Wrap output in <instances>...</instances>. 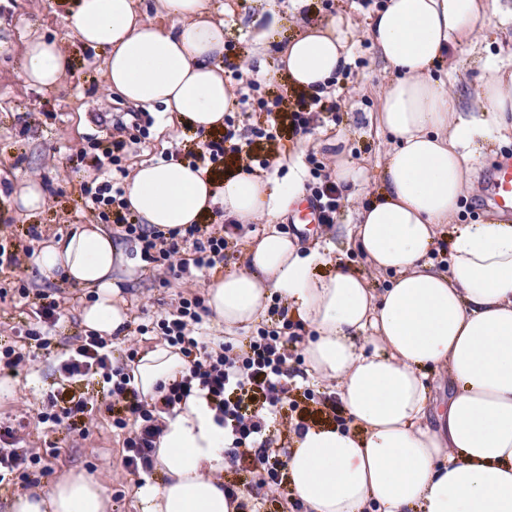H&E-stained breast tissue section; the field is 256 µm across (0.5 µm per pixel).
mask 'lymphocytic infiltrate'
Instances as JSON below:
<instances>
[{
    "mask_svg": "<svg viewBox=\"0 0 512 512\" xmlns=\"http://www.w3.org/2000/svg\"><path fill=\"white\" fill-rule=\"evenodd\" d=\"M256 105L266 112L264 123L251 126L242 140L231 128L210 134L193 153L194 163L214 172L223 171L230 163L248 172L270 169L279 155L284 130L296 135L310 133L324 114L337 109L336 102L304 94L292 110L271 109L261 97ZM313 176L311 195L319 208V220L324 225L334 224L344 187L332 180L324 165H314ZM81 191L85 207L101 221L115 224L121 239L138 243L143 260L160 278L180 279L189 268L203 270L224 261L230 225L190 224L164 231L141 223L122 190L111 182L85 183ZM208 312L204 298L193 291L180 299L174 311L156 320V332L186 357L187 368L181 376L160 386L152 400L138 394L127 371L128 363L137 358V350L127 347L123 359H116L111 343L94 333L77 337L63 353L59 372L69 383L102 378L103 389L111 399L113 424L128 432L124 466L133 474L153 468L156 443L163 430L162 415L173 412L195 391L205 392L215 420L228 439L229 464L246 462L261 474L252 503L239 502V512H266L268 504L286 496L280 460L282 432L305 428L303 421L291 415L298 407L291 399L297 372L288 366L304 325L290 319L283 307L275 326L257 328L237 342L211 341L201 332ZM40 461L39 454L21 448L18 428L0 427V483L13 475L27 479L29 468Z\"/></svg>",
    "mask_w": 512,
    "mask_h": 512,
    "instance_id": "1",
    "label": "lymphocytic infiltrate"
}]
</instances>
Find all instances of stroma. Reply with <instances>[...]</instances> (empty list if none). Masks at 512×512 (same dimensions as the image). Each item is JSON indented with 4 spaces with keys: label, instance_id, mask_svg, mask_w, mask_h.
Masks as SVG:
<instances>
[{
    "label": "stroma",
    "instance_id": "35a3bbf8",
    "mask_svg": "<svg viewBox=\"0 0 512 512\" xmlns=\"http://www.w3.org/2000/svg\"><path fill=\"white\" fill-rule=\"evenodd\" d=\"M72 0H0V246L6 251L30 249L19 269L0 270V346H23L27 329L38 327L34 295L54 294L60 301L61 318L49 330L51 347L31 352V367L16 375L0 376L5 390L0 391V425L25 422L24 442L32 452L42 454L40 465L31 468L32 484L14 482L0 487V512H9L20 496L48 490L59 479L81 474L95 481L110 500L109 512H141L137 498L138 479L123 467L124 432L113 424L108 409L110 399L97 381L63 384L56 356L85 335L81 313L90 301L91 291L64 278H43L33 255L44 241L66 236L74 228L96 223L81 198L82 182L104 173L114 185L122 187L141 163L165 159L167 154L196 150L204 134H193L179 122H167L163 105L150 106L154 119L150 136L144 142L128 145L120 166L106 163L110 141L100 132L92 117L112 115L127 103L105 85L102 72L104 52L81 45L69 26ZM386 0H306V13L295 12L292 0H207L211 18L224 24V40L229 47L230 66L226 81L238 94L249 93L250 79L261 81L260 95H278L285 107H295L299 98L286 81L275 79L279 53L294 36L309 25L336 22L346 39L349 62L327 89L339 106L338 120L307 135L284 133L286 152L298 154L301 162H323L335 172L339 160H347L363 172L357 186H346V203L336 221L352 224L358 213L378 200L383 189V170L389 137L376 122L381 98L393 79V72L371 42L368 31L372 17ZM44 37L57 41L72 58L71 71L53 89L30 85L22 76L20 61L26 41ZM497 56L512 61V26L498 16L486 14L474 30L471 43L457 46L451 62H440L438 71L448 75V93L460 108H467L481 84V58ZM512 152V140L501 141L481 152L471 162L470 187L460 200L451 223L441 225L437 239L448 242L456 225L478 224L493 215L484 205L487 189L479 177L481 169ZM103 160L102 170L93 163ZM40 183L45 191L44 206L33 213L15 211L5 198L20 179ZM267 217L260 216L243 225L230 238L223 264L206 272L205 283L241 269L244 257L257 236L263 234ZM37 225L41 239L26 235L29 225ZM124 252L135 263L132 276L123 277L118 301L126 310L123 330L113 334L112 345L123 349L129 338H137L138 352L161 344L157 333L138 335L137 327L150 324L161 313L173 310L184 288L180 281L160 286L156 272L144 262L135 243L124 242ZM345 268L363 275L374 293H381L390 282L387 274L376 272L358 250L337 241L323 273ZM24 280L30 295L21 297L17 280ZM66 389L68 396L83 400L91 415L80 429L40 422L38 414L48 395ZM58 455H49V448Z\"/></svg>",
    "mask_w": 512,
    "mask_h": 512
}]
</instances>
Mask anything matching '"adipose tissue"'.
Instances as JSON below:
<instances>
[{
    "mask_svg": "<svg viewBox=\"0 0 512 512\" xmlns=\"http://www.w3.org/2000/svg\"><path fill=\"white\" fill-rule=\"evenodd\" d=\"M138 0H74L70 24L88 48L108 53L104 80L140 104L164 105L193 130L215 133L235 102L224 79L223 23L206 0H157L175 18L145 23ZM512 16V0H387L370 38L395 77L378 122L393 146L384 166L382 201L345 228L346 239L390 288L373 295L364 278L324 276L326 255L270 231L251 246L240 271L215 278L207 305L226 333L254 325L282 298L312 335L303 345L307 374L332 386L353 425L308 426L286 463L290 499L306 512H512V225L489 219L458 226L448 271L426 262L439 225L452 218L469 184L473 148L512 134V77L485 58L474 109L458 112L432 66L470 40L486 7ZM348 63L335 24L314 25L292 39L278 63L292 90L314 94ZM69 59L57 42H26L21 69L51 88ZM303 192L300 160L280 181L245 171L218 178L186 162L141 164L125 186L143 223L166 230L199 223L214 205L246 224L276 217ZM129 262L97 225L45 243L36 256L44 278L65 276L95 289L85 325L104 336L126 321L112 273ZM186 366L175 348L145 352L133 369L144 399ZM444 370L452 387L433 410L427 373ZM436 424H429V417ZM224 429L197 392L166 419L155 466L167 480L138 489L143 512H236L224 495ZM93 480L74 476L44 494L15 499L10 512H108Z\"/></svg>",
    "mask_w": 512,
    "mask_h": 512,
    "instance_id": "1",
    "label": "adipose tissue"
}]
</instances>
